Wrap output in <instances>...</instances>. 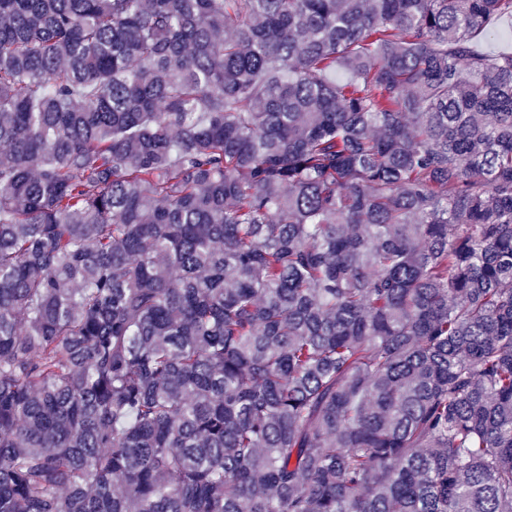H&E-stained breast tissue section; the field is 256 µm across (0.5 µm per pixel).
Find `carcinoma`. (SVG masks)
Instances as JSON below:
<instances>
[{
    "instance_id": "1",
    "label": "carcinoma",
    "mask_w": 512,
    "mask_h": 512,
    "mask_svg": "<svg viewBox=\"0 0 512 512\" xmlns=\"http://www.w3.org/2000/svg\"><path fill=\"white\" fill-rule=\"evenodd\" d=\"M512 0H0V512H512ZM477 43L483 51L489 54L512 52V21H503L492 33L479 35Z\"/></svg>"
}]
</instances>
